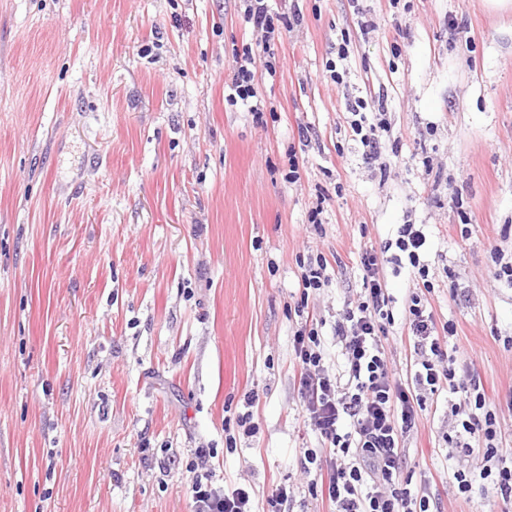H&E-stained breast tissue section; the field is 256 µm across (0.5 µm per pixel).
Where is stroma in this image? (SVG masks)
Returning a JSON list of instances; mask_svg holds the SVG:
<instances>
[{"label":"stroma","mask_w":512,"mask_h":512,"mask_svg":"<svg viewBox=\"0 0 512 512\" xmlns=\"http://www.w3.org/2000/svg\"><path fill=\"white\" fill-rule=\"evenodd\" d=\"M268 5L303 21L266 46L241 0H0V512H194L198 480L250 482L255 512L287 482L288 512H329L299 459L319 442L297 390V261L330 262L308 310L336 368L358 254L407 222L457 365L512 391V287L492 277L493 250L512 257V13L363 0L366 34L351 0ZM342 35L344 89L325 72ZM246 43L276 59L259 123L226 99ZM378 89L400 139L385 181L342 131L347 95ZM384 276L407 379L417 281ZM451 404L427 396L404 441L413 484L468 464L443 440ZM432 492L440 512L504 508L479 481L468 500Z\"/></svg>","instance_id":"1"}]
</instances>
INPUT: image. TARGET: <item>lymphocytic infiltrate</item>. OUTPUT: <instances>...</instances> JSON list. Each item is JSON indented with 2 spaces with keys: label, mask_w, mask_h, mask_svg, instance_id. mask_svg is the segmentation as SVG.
Returning a JSON list of instances; mask_svg holds the SVG:
<instances>
[{
  "label": "lymphocytic infiltrate",
  "mask_w": 512,
  "mask_h": 512,
  "mask_svg": "<svg viewBox=\"0 0 512 512\" xmlns=\"http://www.w3.org/2000/svg\"><path fill=\"white\" fill-rule=\"evenodd\" d=\"M243 2L247 22L269 41L281 29H293L303 20L297 10L274 18L267 0ZM234 62L227 99L250 104L260 96L252 46L243 45ZM346 124L350 137L362 148L364 163L377 165L380 175H388L390 167L381 160L392 132L386 92L356 97L348 108ZM425 243L422 230L404 224L393 242L394 254L371 248L359 253L361 292L346 304L334 326L344 357L341 373H332L324 365L317 324L301 326L293 336L303 416L321 442L320 450H304L301 468L310 477L313 494L325 499L331 512H433L429 485H421L414 493L407 482L398 479L405 461L401 443L417 427L424 394L445 391L460 397L452 413L468 436L460 445L462 453L481 454L482 479L489 481L504 504L512 505V467L492 466L493 460L503 456L495 443L496 402L482 389L479 376L467 367L456 369L454 358L444 349L453 326L438 325L421 291H414L404 308L414 353L410 382L397 377L382 346L395 323L384 267L408 261L423 289L431 288L429 268L419 254ZM191 492L196 512H252L251 488L244 484L223 493L198 481Z\"/></svg>",
  "instance_id": "obj_1"
}]
</instances>
